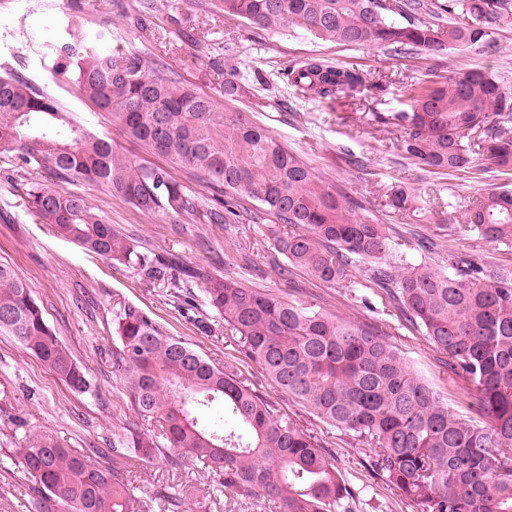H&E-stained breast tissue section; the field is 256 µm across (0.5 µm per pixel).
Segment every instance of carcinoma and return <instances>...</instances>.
I'll use <instances>...</instances> for the list:
<instances>
[{
  "mask_svg": "<svg viewBox=\"0 0 512 512\" xmlns=\"http://www.w3.org/2000/svg\"><path fill=\"white\" fill-rule=\"evenodd\" d=\"M215 8L252 28L376 47L434 60L452 51L485 52L512 23V0H217ZM51 69L134 138L196 172L219 195L203 215L234 238L256 219L250 203L273 213V248L313 279L351 288L352 269L387 289L396 309L420 328L481 417L455 413L414 373L375 322L350 321L306 297L289 300L231 275L208 276L179 257H159L108 224L86 198L33 182H93L145 213L173 221L198 214L196 199L161 167L138 166L110 139L80 123L51 96L16 75L0 76V154L26 208L56 235L149 277L202 282L210 308L240 351L282 392L323 422L366 443L370 466L422 512H512V270L464 260L433 269L417 258H389L392 227L346 191L325 184L301 156L242 112L180 85L167 66L110 44L103 30L66 24L50 45ZM282 75L308 100L357 101L384 86L367 73L321 57L288 63ZM247 94L224 79L226 103ZM405 108L368 112V124L397 133L418 168L442 175L493 169L512 173V92L480 68L426 70L402 88ZM397 213L424 218L403 184L387 195ZM458 232L512 245V184L485 189L464 210ZM118 367L140 416L155 427L112 435V456L148 463L162 454L181 470L212 471L224 496L272 503L280 512H355L356 495L316 437L280 414L234 367H220L145 313L114 310ZM6 332L71 389L84 392L82 367L58 340L25 280L0 266V333ZM14 456L32 482L30 512H181L182 494L160 487L144 498L115 468L40 435Z\"/></svg>",
  "mask_w": 512,
  "mask_h": 512,
  "instance_id": "carcinoma-1",
  "label": "carcinoma"
}]
</instances>
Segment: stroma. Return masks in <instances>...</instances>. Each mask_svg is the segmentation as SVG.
Here are the masks:
<instances>
[{
    "label": "stroma",
    "instance_id": "stroma-1",
    "mask_svg": "<svg viewBox=\"0 0 512 512\" xmlns=\"http://www.w3.org/2000/svg\"><path fill=\"white\" fill-rule=\"evenodd\" d=\"M75 2L80 5L77 30L109 32L113 44L126 53L151 66L168 65L199 93L216 95L228 73L246 78L249 93L238 111L297 152L319 179L344 189L382 223L392 225L399 240L426 237L436 242L435 252L428 256L430 264L443 266L452 258H469L512 268V246L455 230L462 221L460 207L502 182L501 173L436 176L422 172L401 158L394 142L358 122L362 112L400 109L402 83L423 77L425 61L394 58L381 49L321 41L303 33L256 30L219 13L213 0H154V12L145 17L138 11L139 0H0V73L9 71L39 86L66 111L111 138L113 148L136 164L167 169L197 197L202 211L212 204L211 187L188 179L179 163L129 137L82 97L71 81L44 64L41 54L46 42L59 34ZM494 39L495 48L486 53L455 52L441 57L439 64L483 68L512 91V24L500 28ZM311 56L367 71L371 81L386 85L387 92L354 106L343 98L333 102L296 99L278 79V70L290 60ZM351 154L369 155L367 167H351L347 162ZM400 183L420 196L429 220H408L392 213L386 194ZM67 190L83 195L108 223L158 256L174 254L203 274L231 273L248 287L284 299L305 295L347 319L377 322L411 369L434 387L451 410L477 416V405L454 386L426 336L399 314L386 292L364 272L355 276L359 290L354 296L314 281L300 270L280 277L286 260L267 236L276 222L272 213L261 212L245 230L254 246L253 261L247 266L225 238L223 225L201 227L187 219L178 231L168 217L141 212L102 186L77 183ZM0 264L25 278L47 322L88 381L86 392L71 390L13 337L0 335V512H27L30 481L11 461L10 451L22 447L29 435L50 434L66 447L94 451L96 461L108 465L113 432L127 425L143 427L115 359L118 339L112 314L119 305L139 308L163 330L217 363L236 360L244 379L256 384L270 403L329 450L338 470L359 493L356 512H420L418 505L373 474L365 444L319 421L282 393L255 362L238 355L223 318L206 304L201 290H194L192 304H185L180 285L148 279L140 271L113 264L55 236L25 208L20 190L12 186L1 166ZM124 474L141 494L155 492L162 484L179 486L187 512H227L223 489L212 474L172 470L165 456L149 464L127 460Z\"/></svg>",
    "mask_w": 512,
    "mask_h": 512
}]
</instances>
